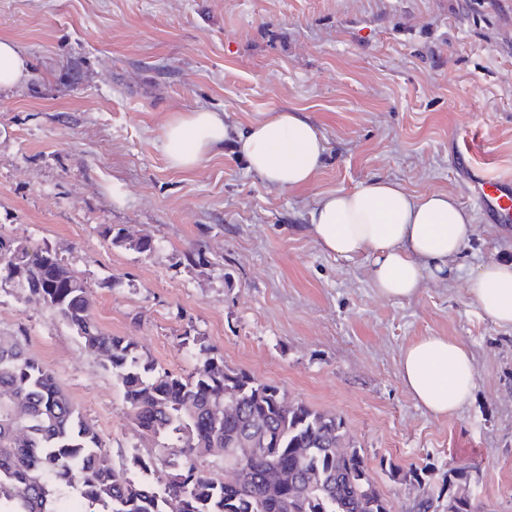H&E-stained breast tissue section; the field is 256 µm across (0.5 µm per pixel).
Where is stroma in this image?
Returning <instances> with one entry per match:
<instances>
[{
  "instance_id": "obj_1",
  "label": "stroma",
  "mask_w": 512,
  "mask_h": 512,
  "mask_svg": "<svg viewBox=\"0 0 512 512\" xmlns=\"http://www.w3.org/2000/svg\"><path fill=\"white\" fill-rule=\"evenodd\" d=\"M0 39L30 76L0 90V234L50 247L87 281L99 326L157 368L191 371L180 344L204 336L226 364L294 401L342 417L371 476L410 512L415 492L386 461L474 470L479 512H512V327L470 300L464 271L512 259V232L487 221L469 178L512 177V0H0ZM198 108L230 134L279 112L321 133L313 179L280 189L231 147L198 168L169 166L163 130ZM376 178L445 193L472 230L455 273L404 300L379 297L367 258L314 237L325 196ZM152 238L154 253L112 244L107 226ZM203 250L189 267L183 252ZM0 332L31 356L99 432L130 477L139 437L120 386L51 310L0 280ZM422 336L462 342L477 386L460 410L417 405L399 373Z\"/></svg>"
}]
</instances>
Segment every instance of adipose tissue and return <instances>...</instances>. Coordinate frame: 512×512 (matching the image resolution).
Wrapping results in <instances>:
<instances>
[{"mask_svg":"<svg viewBox=\"0 0 512 512\" xmlns=\"http://www.w3.org/2000/svg\"><path fill=\"white\" fill-rule=\"evenodd\" d=\"M227 136L222 113L195 109L175 117L163 131L170 166H200ZM235 149L249 170L282 189L308 184L325 153L317 128L295 112L250 126L238 134ZM310 226L323 251L346 259L369 258L377 295L401 300L413 297L426 282L448 277V261L464 249L471 218L447 194L413 195L378 178L323 198L310 212ZM466 288L488 318L512 326V260L480 266L468 275ZM399 371L417 404L437 416L457 411L476 386L469 350L445 336H424L408 345Z\"/></svg>","mask_w":512,"mask_h":512,"instance_id":"adipose-tissue-1","label":"adipose tissue"}]
</instances>
